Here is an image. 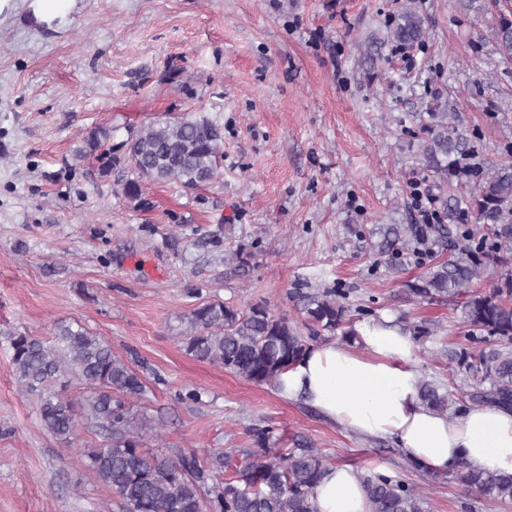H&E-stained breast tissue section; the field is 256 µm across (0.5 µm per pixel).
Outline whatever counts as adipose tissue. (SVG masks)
Segmentation results:
<instances>
[{"label": "adipose tissue", "instance_id": "1", "mask_svg": "<svg viewBox=\"0 0 512 512\" xmlns=\"http://www.w3.org/2000/svg\"><path fill=\"white\" fill-rule=\"evenodd\" d=\"M355 329L352 344L317 346L282 374V394L307 397L352 433L393 441L424 472L445 475L463 460L479 472L512 474V410L469 406L449 416L429 409L418 398L414 339L387 317ZM359 475L331 467L314 490L317 512H371Z\"/></svg>", "mask_w": 512, "mask_h": 512}]
</instances>
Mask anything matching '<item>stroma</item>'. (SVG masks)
I'll return each mask as SVG.
<instances>
[{
	"instance_id": "35a3bbf8",
	"label": "stroma",
	"mask_w": 512,
	"mask_h": 512,
	"mask_svg": "<svg viewBox=\"0 0 512 512\" xmlns=\"http://www.w3.org/2000/svg\"><path fill=\"white\" fill-rule=\"evenodd\" d=\"M403 0H76L61 22L27 7L0 21V512H112V494L79 465L71 441L47 432L19 389L8 332L51 339L66 321L103 338L143 376L138 405L161 445L232 464L311 443L333 464L403 471L389 440L356 436L305 400L288 399L186 354V316L209 302H265L297 317L295 289L342 285L351 310L428 322L423 376L448 381L441 348L460 341V307L408 302L372 243L384 224H417L415 188L429 180L408 127L432 107L458 113L484 161L512 142V61L487 15L457 0H421L424 48L402 55L383 36ZM193 111L224 129L220 176L196 189L150 184L142 202L74 163L95 126L125 141L141 125ZM246 247L248 272L225 264ZM200 392L199 402L186 400ZM432 512H512L465 495L447 477L403 471Z\"/></svg>"
}]
</instances>
